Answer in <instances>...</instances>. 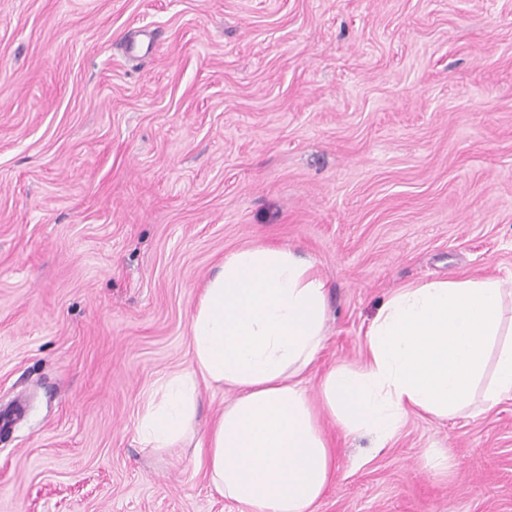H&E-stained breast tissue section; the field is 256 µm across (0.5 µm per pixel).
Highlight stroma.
<instances>
[{
	"label": "stroma",
	"instance_id": "1",
	"mask_svg": "<svg viewBox=\"0 0 512 512\" xmlns=\"http://www.w3.org/2000/svg\"><path fill=\"white\" fill-rule=\"evenodd\" d=\"M265 243L328 284L311 389L395 289L512 277V0H0V512H248L137 425ZM321 425L314 512H512V399Z\"/></svg>",
	"mask_w": 512,
	"mask_h": 512
}]
</instances>
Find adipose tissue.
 Wrapping results in <instances>:
<instances>
[{
	"label": "adipose tissue",
	"mask_w": 512,
	"mask_h": 512,
	"mask_svg": "<svg viewBox=\"0 0 512 512\" xmlns=\"http://www.w3.org/2000/svg\"><path fill=\"white\" fill-rule=\"evenodd\" d=\"M512 279L432 280L398 289L364 336L359 366L305 386L326 340L328 285L314 264L274 244L240 247L193 308L192 362L145 401L137 434L155 450L192 448L210 490L250 512H313L336 474L319 424L388 447L414 413L444 421L512 398L504 311ZM234 390L220 418L194 427L201 387Z\"/></svg>",
	"instance_id": "obj_1"
}]
</instances>
